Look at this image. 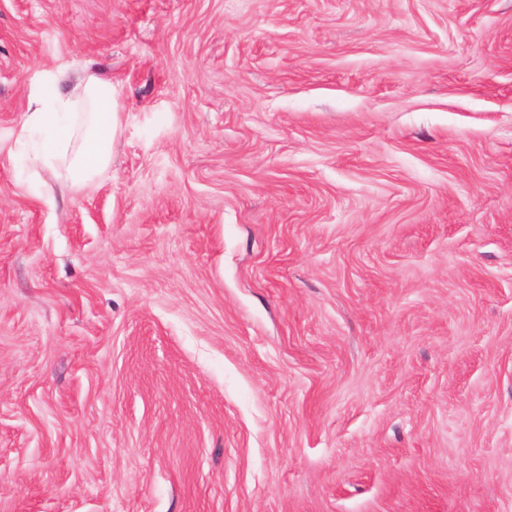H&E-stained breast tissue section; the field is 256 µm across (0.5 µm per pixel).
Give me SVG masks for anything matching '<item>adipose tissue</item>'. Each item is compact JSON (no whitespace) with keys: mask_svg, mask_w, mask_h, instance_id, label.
<instances>
[{"mask_svg":"<svg viewBox=\"0 0 512 512\" xmlns=\"http://www.w3.org/2000/svg\"><path fill=\"white\" fill-rule=\"evenodd\" d=\"M63 67L36 72L31 79L30 110L15 138H36L37 167L61 184L88 190L112 162L119 126L111 84L84 76L61 89Z\"/></svg>","mask_w":512,"mask_h":512,"instance_id":"obj_1","label":"adipose tissue"}]
</instances>
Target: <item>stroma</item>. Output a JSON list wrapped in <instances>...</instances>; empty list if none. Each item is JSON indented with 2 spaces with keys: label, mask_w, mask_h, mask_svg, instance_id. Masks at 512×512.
Wrapping results in <instances>:
<instances>
[{
  "label": "stroma",
  "mask_w": 512,
  "mask_h": 512,
  "mask_svg": "<svg viewBox=\"0 0 512 512\" xmlns=\"http://www.w3.org/2000/svg\"><path fill=\"white\" fill-rule=\"evenodd\" d=\"M0 512H512V0H0ZM64 69L38 71L31 78L30 112L15 141L38 133L37 167L64 186L89 190L112 162L119 112L111 83L85 75L64 91Z\"/></svg>",
  "instance_id": "1"
}]
</instances>
